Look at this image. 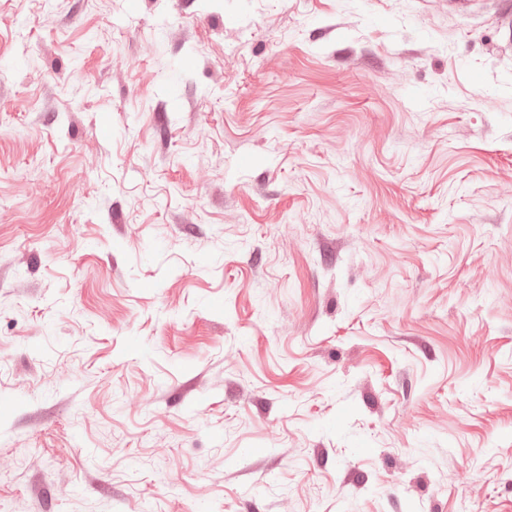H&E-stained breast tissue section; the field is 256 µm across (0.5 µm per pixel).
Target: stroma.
I'll use <instances>...</instances> for the list:
<instances>
[{"label": "stroma", "instance_id": "stroma-1", "mask_svg": "<svg viewBox=\"0 0 512 512\" xmlns=\"http://www.w3.org/2000/svg\"><path fill=\"white\" fill-rule=\"evenodd\" d=\"M0 512H512V0H0Z\"/></svg>", "mask_w": 512, "mask_h": 512}]
</instances>
